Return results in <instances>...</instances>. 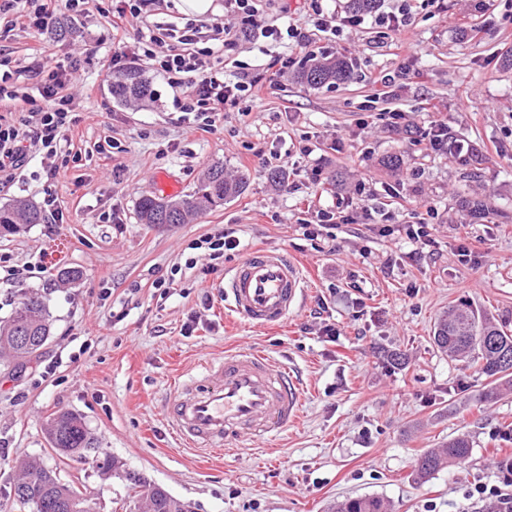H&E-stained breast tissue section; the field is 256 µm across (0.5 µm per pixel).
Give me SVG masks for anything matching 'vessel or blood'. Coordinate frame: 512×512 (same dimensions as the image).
I'll list each match as a JSON object with an SVG mask.
<instances>
[{"mask_svg":"<svg viewBox=\"0 0 512 512\" xmlns=\"http://www.w3.org/2000/svg\"><path fill=\"white\" fill-rule=\"evenodd\" d=\"M305 293L300 268L283 252L257 250L225 275L227 308L253 328H275L299 308ZM302 389L284 363L249 349L203 362L177 375L167 423L179 447L214 452L249 435L274 439L300 415Z\"/></svg>","mask_w":512,"mask_h":512,"instance_id":"b4317fda","label":"vessel or blood"}]
</instances>
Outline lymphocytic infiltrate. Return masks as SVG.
Segmentation results:
<instances>
[{
  "label": "lymphocytic infiltrate",
  "mask_w": 512,
  "mask_h": 512,
  "mask_svg": "<svg viewBox=\"0 0 512 512\" xmlns=\"http://www.w3.org/2000/svg\"><path fill=\"white\" fill-rule=\"evenodd\" d=\"M86 0H0V30L15 28L44 30L61 10L80 12ZM154 0H115L112 6V67L121 70L138 61H147L150 69L163 76L167 85L180 96L175 105L182 118L196 129L211 132L215 116L224 107L235 105L246 95L260 88L259 78L230 81L224 77V58L239 33L259 31L266 38L288 36L302 47L310 46L317 33L353 30L362 23L360 16L325 15L319 0H309L312 31L300 32L297 25L281 30L264 24L258 0H224L223 23L215 30L221 39L209 43L192 23L171 26L162 33L148 28L146 19ZM78 58L60 63L46 55L35 54L23 71H0V185L19 179L32 160L41 153L46 161L43 171L47 179H56L61 167L57 163L68 141V134L77 125L78 117L69 91ZM35 80L33 91L19 87L20 77ZM367 191L366 181H358L353 195L336 199L332 210L320 209L301 227L307 238L317 237L321 228L339 224H371L382 219L381 233H389L392 213L374 217L371 208L353 210L354 196ZM241 240L234 228L221 227L191 242L195 254L186 260L189 269L210 275L220 271L229 253L238 251ZM494 478L465 486L455 504V512H512V455L499 459Z\"/></svg>",
  "instance_id": "obj_1"
}]
</instances>
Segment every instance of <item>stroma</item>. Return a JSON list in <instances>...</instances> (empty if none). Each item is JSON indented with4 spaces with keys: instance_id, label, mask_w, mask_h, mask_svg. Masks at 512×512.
<instances>
[{
    "instance_id": "1",
    "label": "stroma",
    "mask_w": 512,
    "mask_h": 512,
    "mask_svg": "<svg viewBox=\"0 0 512 512\" xmlns=\"http://www.w3.org/2000/svg\"><path fill=\"white\" fill-rule=\"evenodd\" d=\"M197 15L182 0H156L151 27H204L223 21L224 0ZM405 56L374 23L325 34L317 49L348 58L355 78L310 88L293 75L273 89L245 96L216 117L205 133L183 123L173 92L153 76L152 94L119 105L112 79V0H90L84 14L60 13L47 31L10 32L9 67L22 69L33 50L57 61L81 51L72 92L79 117L69 135L82 156L57 179L31 163L0 205L41 203L52 192L65 214L55 231L33 224L0 237V255L18 274L0 279V319L21 293L46 298L52 336L28 362L0 360V512H27L13 496L16 461L40 459L65 481L82 484L98 512H118L125 480L103 476L94 455L59 457L45 427L54 414L83 419L123 470L189 502L193 512H325L327 505L378 495L392 512H451L465 485L488 481L496 462L512 453V393L485 402L490 389L477 359L455 361L432 342L435 320L463 301L512 331V0H413ZM69 26L59 36L60 26ZM304 56L294 39L240 35L226 76L265 74L283 54ZM411 69L395 92L375 76ZM404 113L408 127L390 115ZM449 140L472 147L470 157L433 148L423 133L433 120ZM116 150H109V143ZM309 144L311 154L300 151ZM287 154L284 187L271 186L256 150ZM397 155V169L382 160ZM224 166L227 177L249 172L247 188L192 224H141L136 202L146 193H190L204 170ZM336 172L314 184L313 166ZM371 180L372 207L401 224L427 219L432 253L414 257L402 232L380 235L369 224H344L309 240L298 221L307 208H330L338 189ZM171 188L158 187L159 179ZM397 190L387 196L386 186ZM485 201L478 215L462 198ZM118 214L120 223L108 222ZM238 229L246 250L277 249L302 269L307 291L281 326L255 330L224 308L223 273L186 269L191 240L223 225ZM469 255H462L461 247ZM80 279L57 285L60 268ZM169 282L167 293L157 281ZM336 340H326L325 325ZM259 348L301 379L302 416L265 450L255 437L203 457L178 447L166 421L173 377L195 372L228 348ZM400 353L390 365L384 352ZM466 434L468 459L428 483H414L416 458Z\"/></svg>"
}]
</instances>
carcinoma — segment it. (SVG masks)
<instances>
[{"instance_id": "obj_1", "label": "carcinoma", "mask_w": 512, "mask_h": 512, "mask_svg": "<svg viewBox=\"0 0 512 512\" xmlns=\"http://www.w3.org/2000/svg\"><path fill=\"white\" fill-rule=\"evenodd\" d=\"M352 75V65L344 58L315 57L309 59L296 73L297 80L313 88L345 82ZM148 79L133 67L112 76L111 93L116 103L124 105L147 96ZM249 174L241 172L233 180L224 176V167L208 169L193 194L180 199H168L145 194L137 201V215L142 224H187L195 216L243 191ZM44 214L32 202L17 200L0 206V236L16 234L31 224H41ZM24 332L33 340L45 344L51 336L50 312L42 295L35 290L21 293L11 315L0 321V356L25 358L32 352L15 344L14 336ZM433 339L437 348L451 358L465 360L477 354L483 361L482 374L492 379L493 387L485 400L497 397L501 387H512V334L478 315L470 306L459 304L434 325ZM47 439L52 450L61 457L94 453L103 456L102 474H119L116 462L103 454V449L89 432L82 418L72 412H61L50 419ZM471 454L469 438L457 435L448 445L422 454L412 473L417 484L429 482L449 464L466 459ZM20 476L14 485V497L31 512H70L69 499L79 488L64 482L56 471L37 459L18 465ZM37 477L41 485L22 491L27 481ZM129 497L144 504V512H193L190 503L183 501L160 486L148 487L140 477L126 472ZM328 512H387V504L377 495L349 497L336 501Z\"/></svg>"}]
</instances>
